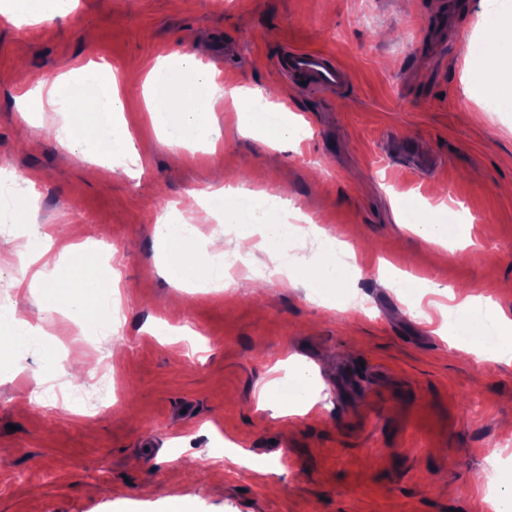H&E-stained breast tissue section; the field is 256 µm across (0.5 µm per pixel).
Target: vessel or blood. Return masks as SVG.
I'll return each mask as SVG.
<instances>
[{
	"instance_id": "b4317fda",
	"label": "vessel or blood",
	"mask_w": 512,
	"mask_h": 512,
	"mask_svg": "<svg viewBox=\"0 0 512 512\" xmlns=\"http://www.w3.org/2000/svg\"><path fill=\"white\" fill-rule=\"evenodd\" d=\"M277 69L287 81L318 93L336 92L350 82L348 69L332 54L319 50L286 49L277 59Z\"/></svg>"
}]
</instances>
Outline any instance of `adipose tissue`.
Instances as JSON below:
<instances>
[{
	"instance_id": "1",
	"label": "adipose tissue",
	"mask_w": 512,
	"mask_h": 512,
	"mask_svg": "<svg viewBox=\"0 0 512 512\" xmlns=\"http://www.w3.org/2000/svg\"><path fill=\"white\" fill-rule=\"evenodd\" d=\"M144 101L153 126L162 142L172 151L202 141L209 151H216L220 130L213 106L223 98L239 101L240 87L224 88L215 83L211 73L198 70L195 55L184 53L177 59L161 58L150 69L144 83ZM30 109L41 112L65 105L76 121L64 138L71 148L94 149L128 159L139 164L132 134L122 114L125 104L116 76H101L93 67L65 72L49 84L38 85L30 91ZM265 197L250 190L228 195L223 187H215L203 202L208 214L221 224L251 222L260 227L259 243L241 238L238 251L251 253L254 247L276 252L282 238L300 233V226L283 224L263 213ZM197 228L189 221L161 223L159 237L168 247L164 267L166 277L182 283H198L208 288L224 285V265L218 261L198 263L193 245ZM60 252L71 261V277L66 284H50L37 297L40 307H64L81 322L100 319L97 307L98 292L89 274V267L78 247L64 244ZM267 403L276 406L282 416L309 413L317 402L309 374L296 373L277 379L261 391Z\"/></svg>"
}]
</instances>
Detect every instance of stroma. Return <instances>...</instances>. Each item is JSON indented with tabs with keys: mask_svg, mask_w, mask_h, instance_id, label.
I'll return each instance as SVG.
<instances>
[{
	"mask_svg": "<svg viewBox=\"0 0 512 512\" xmlns=\"http://www.w3.org/2000/svg\"><path fill=\"white\" fill-rule=\"evenodd\" d=\"M76 0L40 26L0 18V170L38 179L29 210L0 220V310L26 309L38 343L12 350L0 378V512H490L472 474L500 454L512 485V363L458 352L436 330L448 293L512 317V109L493 107L481 54L488 17L512 0ZM334 53L348 88L313 95L280 78L284 47ZM192 52L222 85L284 104L299 135L272 146L237 130L239 105L215 108L221 146L162 145L143 110L158 58ZM101 61L122 86L142 171L100 176L97 157L68 153L60 112L24 113L38 83ZM224 184L263 189L302 210L348 250L357 277L328 297L290 283L255 251L233 288L172 283L154 233L172 209ZM446 203L461 235L428 245L409 200ZM51 225L59 240L109 239L121 315L95 344L65 309L35 305L11 225ZM406 271L437 294L384 285ZM419 304L424 317L410 313ZM93 392L112 375V404L88 411L52 397L19 410L44 371ZM308 370L319 401L283 418L263 384ZM269 464L224 457L226 440Z\"/></svg>",
	"mask_w": 512,
	"mask_h": 512,
	"instance_id": "obj_1",
	"label": "stroma"
}]
</instances>
